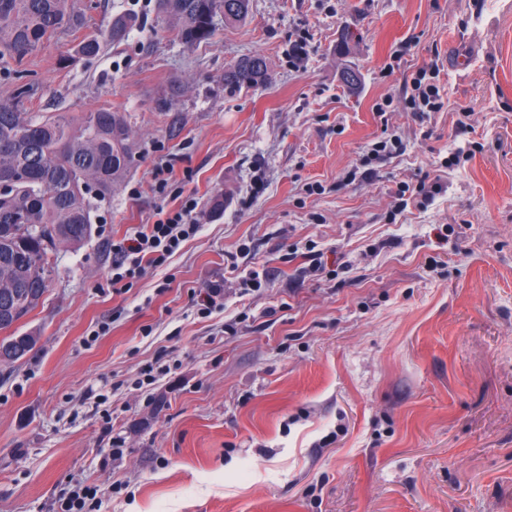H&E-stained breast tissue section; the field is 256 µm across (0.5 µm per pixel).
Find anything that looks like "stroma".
Listing matches in <instances>:
<instances>
[{"label": "stroma", "mask_w": 512, "mask_h": 512, "mask_svg": "<svg viewBox=\"0 0 512 512\" xmlns=\"http://www.w3.org/2000/svg\"><path fill=\"white\" fill-rule=\"evenodd\" d=\"M71 3L82 26L0 59V101L125 113L141 153L91 238L55 254L18 326L35 348L0 364V512H52L77 480L98 512H512V0H251L190 48L154 0ZM252 53L273 82L225 90ZM433 64L448 104L422 120L403 93ZM388 132L404 154L351 178ZM161 160L202 228L113 289L106 241L154 221ZM434 174V200L394 214L401 183ZM216 281L224 306L201 314Z\"/></svg>", "instance_id": "35a3bbf8"}]
</instances>
